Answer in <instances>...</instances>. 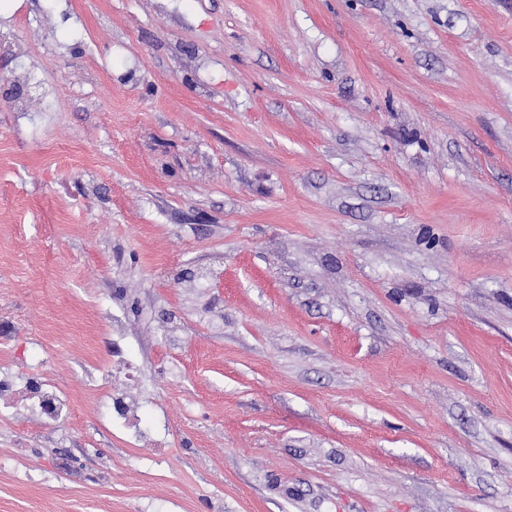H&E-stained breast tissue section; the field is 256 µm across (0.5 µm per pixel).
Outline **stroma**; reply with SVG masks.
<instances>
[{
  "instance_id": "obj_1",
  "label": "stroma",
  "mask_w": 512,
  "mask_h": 512,
  "mask_svg": "<svg viewBox=\"0 0 512 512\" xmlns=\"http://www.w3.org/2000/svg\"><path fill=\"white\" fill-rule=\"evenodd\" d=\"M0 30V372L73 401L0 414V512H512V0ZM116 317L151 445L86 378Z\"/></svg>"
}]
</instances>
